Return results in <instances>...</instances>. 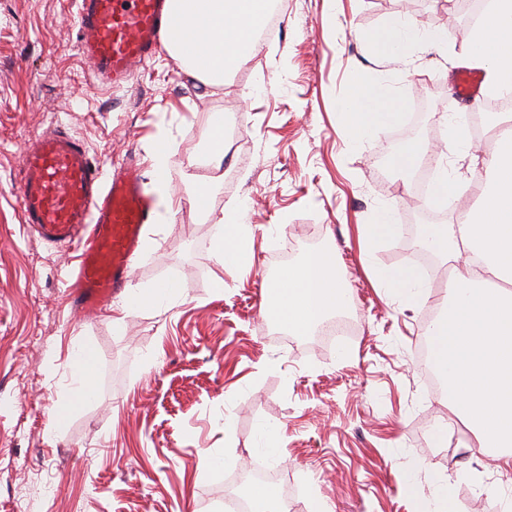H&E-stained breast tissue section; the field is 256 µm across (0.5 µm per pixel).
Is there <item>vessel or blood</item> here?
<instances>
[{"mask_svg":"<svg viewBox=\"0 0 512 512\" xmlns=\"http://www.w3.org/2000/svg\"><path fill=\"white\" fill-rule=\"evenodd\" d=\"M76 50L91 76L123 87L158 52L167 32L170 0H77ZM480 71L457 72L452 92L461 104L482 97ZM19 205L29 233L78 249L69 299L100 312L130 280L145 225L155 214L136 154L103 174L79 138L63 129L30 138L21 159Z\"/></svg>","mask_w":512,"mask_h":512,"instance_id":"obj_1","label":"vessel or blood"}]
</instances>
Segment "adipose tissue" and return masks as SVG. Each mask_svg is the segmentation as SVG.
I'll list each match as a JSON object with an SVG mask.
<instances>
[{
  "label": "adipose tissue",
  "instance_id": "1",
  "mask_svg": "<svg viewBox=\"0 0 512 512\" xmlns=\"http://www.w3.org/2000/svg\"><path fill=\"white\" fill-rule=\"evenodd\" d=\"M271 0H172L163 44L193 76L213 87L254 53L256 32ZM439 31L406 24L375 33L368 49L377 57H408L417 47L446 42ZM467 65L486 70L491 88L512 90V0H494L464 54ZM344 128L359 136L400 122L397 102L355 86L341 103ZM511 116L494 112L500 132L491 180L480 204L453 224H435L423 244L438 255L463 256L453 269L440 318L427 329L431 361L447 377L449 406L472 424L478 448H496L502 467L512 468V127ZM213 242L220 263L247 262L244 226L236 209L223 218ZM292 331H307L348 303L328 255L312 254L282 271L271 285Z\"/></svg>",
  "mask_w": 512,
  "mask_h": 512
}]
</instances>
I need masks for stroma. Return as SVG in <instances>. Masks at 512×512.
<instances>
[{
  "mask_svg": "<svg viewBox=\"0 0 512 512\" xmlns=\"http://www.w3.org/2000/svg\"><path fill=\"white\" fill-rule=\"evenodd\" d=\"M402 2L276 0L270 34L223 86L163 50L112 90L77 55L74 0H0V512H223L236 479L259 470L286 474L299 512H430L442 477L450 512H503L512 471L458 447L469 422L428 395L413 354L423 306L372 276L407 268L430 227L410 222L418 170L397 167L399 155L429 151L461 184L482 183L493 159L485 141L460 152L446 128L462 42L402 61L367 52V36L399 21L442 32L460 14L453 0ZM357 82L419 102L417 121L352 137L340 103ZM218 119L241 146L199 207L201 176L185 162L206 154ZM59 127L106 173L132 150L152 172L169 151L176 205L149 224L130 289L170 286L173 299L69 307L72 250L23 230L18 208L24 140ZM231 207L247 269L212 250ZM384 211L406 232L366 251L361 229ZM316 251L345 283L353 335L265 333L262 270ZM78 345L96 357L85 400L72 385ZM422 425L444 440L412 447Z\"/></svg>",
  "mask_w": 512,
  "mask_h": 512,
  "instance_id": "35a3bbf8",
  "label": "stroma"
}]
</instances>
